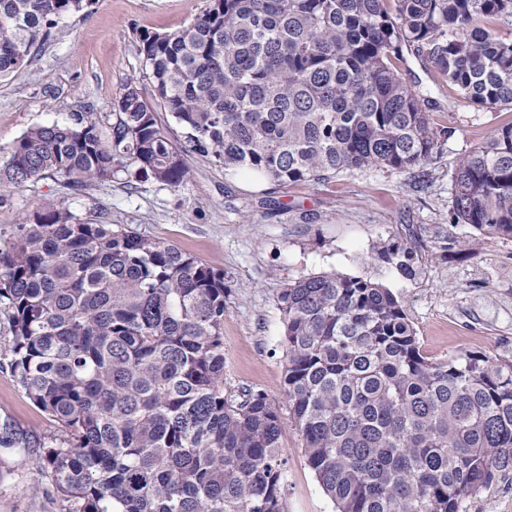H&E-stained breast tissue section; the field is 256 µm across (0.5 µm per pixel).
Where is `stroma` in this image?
<instances>
[{"mask_svg":"<svg viewBox=\"0 0 512 512\" xmlns=\"http://www.w3.org/2000/svg\"><path fill=\"white\" fill-rule=\"evenodd\" d=\"M209 5L96 0L88 13L62 20L21 72L0 79V149L11 148L30 127L69 122L75 112H112L128 85L151 97L140 33L182 29ZM397 69L434 122L455 130L428 167L353 170L281 186L247 172L225 173L214 158L190 151L184 155L188 179L177 187L120 177L75 192L57 176L29 180L0 197V237L9 238L50 199L77 218L172 244L223 273L224 387L235 394L264 391L280 408L285 362L277 296L318 273L379 279L400 299L429 360L471 352L512 360V238L478 243L471 226L449 221L456 163L485 144L494 128L512 122V112L467 103L414 50H405ZM389 239L412 247L415 277L377 260L375 246ZM1 424L18 443L0 447V512H63L56 496L32 491L30 468L40 448L65 432L5 368ZM280 443L288 457V512H334L292 424H284ZM462 512H512V470L467 498Z\"/></svg>","mask_w":512,"mask_h":512,"instance_id":"35a3bbf8","label":"stroma"}]
</instances>
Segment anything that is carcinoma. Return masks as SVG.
Returning a JSON list of instances; mask_svg holds the SVG:
<instances>
[{
    "mask_svg": "<svg viewBox=\"0 0 512 512\" xmlns=\"http://www.w3.org/2000/svg\"><path fill=\"white\" fill-rule=\"evenodd\" d=\"M92 0H0V77ZM512 0H211L139 35L154 101L226 171L278 184L434 163L454 130L422 110L395 62L414 48L482 108L512 110V42L485 20ZM185 147L129 85L103 115L29 128L0 152V191L121 174L171 186ZM450 222L512 237V123L463 157ZM383 264L416 274L389 240ZM224 275L177 247L43 203L0 241V342L30 400L66 431L40 449L66 512H287L283 419L258 390L224 391ZM285 398L336 512H460L512 469V361L432 362L402 303L369 276L326 272L277 296Z\"/></svg>",
    "mask_w": 512,
    "mask_h": 512,
    "instance_id": "carcinoma-1",
    "label": "carcinoma"
}]
</instances>
